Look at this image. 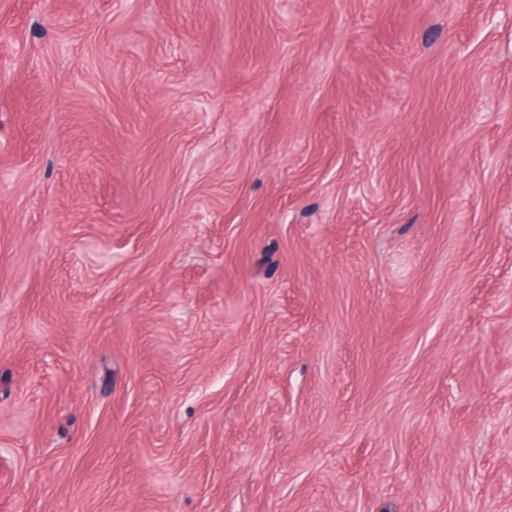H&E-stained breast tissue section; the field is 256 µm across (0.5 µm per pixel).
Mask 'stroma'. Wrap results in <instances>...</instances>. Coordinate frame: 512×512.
<instances>
[{
	"instance_id": "obj_1",
	"label": "stroma",
	"mask_w": 512,
	"mask_h": 512,
	"mask_svg": "<svg viewBox=\"0 0 512 512\" xmlns=\"http://www.w3.org/2000/svg\"><path fill=\"white\" fill-rule=\"evenodd\" d=\"M512 0H0V512H512Z\"/></svg>"
}]
</instances>
